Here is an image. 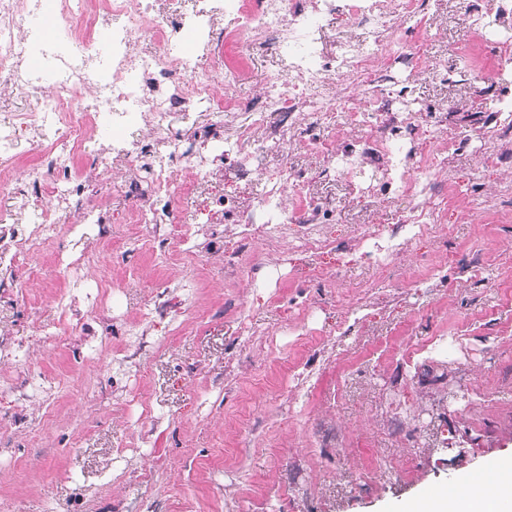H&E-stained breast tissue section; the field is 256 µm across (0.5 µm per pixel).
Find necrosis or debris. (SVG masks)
<instances>
[{"mask_svg":"<svg viewBox=\"0 0 512 512\" xmlns=\"http://www.w3.org/2000/svg\"><path fill=\"white\" fill-rule=\"evenodd\" d=\"M449 12L463 34L486 27L480 0L453 8L447 0H193L171 12L157 0H0V95L30 99L0 123V194L22 199L29 216L0 226V264L15 265L83 223L117 251L144 238L195 256L198 230L180 203L204 191L207 223L235 239L221 251L225 277L258 275L256 247L282 255L292 225L310 256L355 251L373 266L394 263L412 240L444 230L457 159L505 173L498 188L512 195V91L504 84L512 42L494 41L480 72L434 66L431 30ZM45 14L56 38L30 26ZM337 29L357 36L332 38ZM187 34L191 52H175ZM137 39L147 50L134 49ZM256 53L279 67L238 96ZM433 69L446 82L497 89L498 108L412 102L413 84ZM194 111L208 123L190 136L173 129V115ZM98 129L112 142L92 161L89 182L77 173L78 156ZM296 153L323 163L296 166ZM179 166L189 172L182 182ZM17 167L22 177L13 176ZM341 180L364 207L392 210L399 198L409 205L391 223L337 240L328 232L336 203L317 187ZM104 186L134 204L124 238H114L113 216L92 197ZM51 199L70 201L78 221L62 225Z\"/></svg>","mask_w":512,"mask_h":512,"instance_id":"1","label":"necrosis or debris"}]
</instances>
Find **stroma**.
I'll list each match as a JSON object with an SVG mask.
<instances>
[{"instance_id":"obj_1","label":"stroma","mask_w":512,"mask_h":512,"mask_svg":"<svg viewBox=\"0 0 512 512\" xmlns=\"http://www.w3.org/2000/svg\"><path fill=\"white\" fill-rule=\"evenodd\" d=\"M435 60L471 68L479 37L445 20ZM492 91L425 74L423 103ZM335 198L333 237L390 215ZM447 234L413 241L384 269L358 255L314 262L285 247L269 281L224 279L211 247L186 260L148 246L113 255L93 227L62 235L10 271L0 295V512H404L430 490L464 481L487 459L512 460V202L448 209ZM99 262L75 287L62 254ZM481 255L487 279L463 282ZM333 273L316 285L314 265ZM192 278L180 326L148 323L146 294ZM107 289L92 309L90 286ZM75 297L82 335L60 340L58 294ZM42 387L20 400L28 372Z\"/></svg>"}]
</instances>
